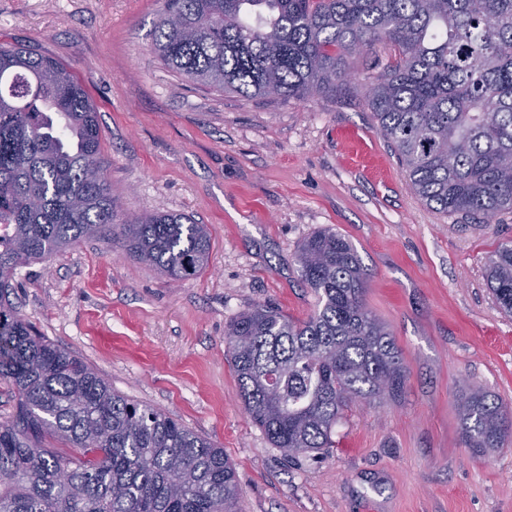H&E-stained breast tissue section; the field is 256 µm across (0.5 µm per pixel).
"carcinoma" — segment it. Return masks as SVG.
I'll return each instance as SVG.
<instances>
[{
	"label": "carcinoma",
	"mask_w": 512,
	"mask_h": 512,
	"mask_svg": "<svg viewBox=\"0 0 512 512\" xmlns=\"http://www.w3.org/2000/svg\"><path fill=\"white\" fill-rule=\"evenodd\" d=\"M394 53L366 91L415 193L444 213H512V0H165L153 51L188 82L247 98L336 93L346 59ZM96 109L74 73L29 47H0V298L18 267L103 239L170 281L209 263L205 225L116 205ZM318 299L305 320L254 305L226 326L240 397L289 458L323 454L345 410L396 400L407 370L365 303L366 273L330 227L294 256ZM512 316V241L486 264ZM0 380L17 399L0 423V512H236L224 449L112 390L71 351L0 302ZM457 412L465 447L512 443V410L481 388Z\"/></svg>",
	"instance_id": "1"
}]
</instances>
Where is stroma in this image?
I'll return each mask as SVG.
<instances>
[{"mask_svg":"<svg viewBox=\"0 0 512 512\" xmlns=\"http://www.w3.org/2000/svg\"><path fill=\"white\" fill-rule=\"evenodd\" d=\"M162 8L0 0V43L70 67L96 107L120 209L190 215L209 234V265L171 282L85 240L18 268L17 311L113 390L223 448L238 512H512V446L473 455L456 410L472 387L512 408V317L484 281L491 252L512 241V214L479 224L415 194L364 98L388 49L350 57L333 95L251 99L156 59ZM325 227L355 247L367 307L395 337L407 382L398 400L348 408L328 452L290 459L247 414L224 331L256 304L308 318L317 297L294 255Z\"/></svg>","mask_w":512,"mask_h":512,"instance_id":"35a3bbf8","label":"stroma"}]
</instances>
